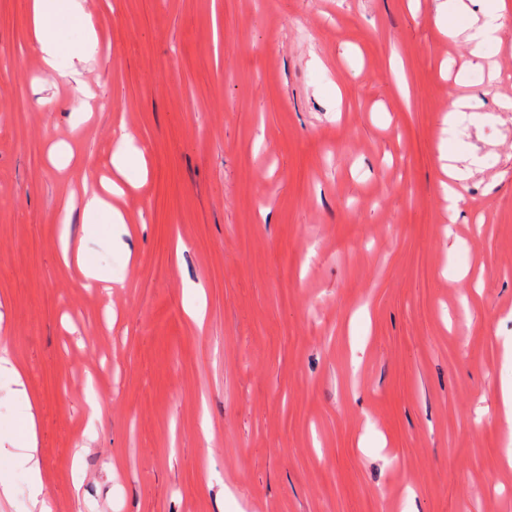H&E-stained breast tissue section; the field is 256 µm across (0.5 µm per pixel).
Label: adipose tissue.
Segmentation results:
<instances>
[{"label":"adipose tissue","instance_id":"adipose-tissue-1","mask_svg":"<svg viewBox=\"0 0 512 512\" xmlns=\"http://www.w3.org/2000/svg\"><path fill=\"white\" fill-rule=\"evenodd\" d=\"M506 0H448V34L464 36L475 47L498 40L504 25ZM91 0H29L28 22L46 71L72 84L76 90L87 92L89 81L83 70L61 68L59 59H84L97 46L92 20ZM80 28L84 37L73 43L68 39L72 28ZM140 150L130 134H122L112 154V175L99 184L84 185L80 193V209L84 220H105L125 227L127 214L123 207L126 196V167L139 157Z\"/></svg>","mask_w":512,"mask_h":512}]
</instances>
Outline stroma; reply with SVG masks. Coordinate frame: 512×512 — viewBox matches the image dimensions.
<instances>
[{
    "label": "stroma",
    "mask_w": 512,
    "mask_h": 512,
    "mask_svg": "<svg viewBox=\"0 0 512 512\" xmlns=\"http://www.w3.org/2000/svg\"><path fill=\"white\" fill-rule=\"evenodd\" d=\"M94 8L81 96L43 68L27 0H0L20 71L0 356L25 372L51 512H512V112L481 119L512 101V13L478 58L443 33L448 0ZM452 95L479 105L449 122ZM124 133L143 153L127 230L85 235L74 210L63 259L59 213ZM452 151L472 170L454 224ZM9 385L0 512H38ZM77 261L91 285H95L98 288H104L105 291H109L111 288L109 283L112 282V279L107 272L100 269L94 263L92 256L88 252L79 253L77 255Z\"/></svg>",
    "instance_id": "1"
}]
</instances>
